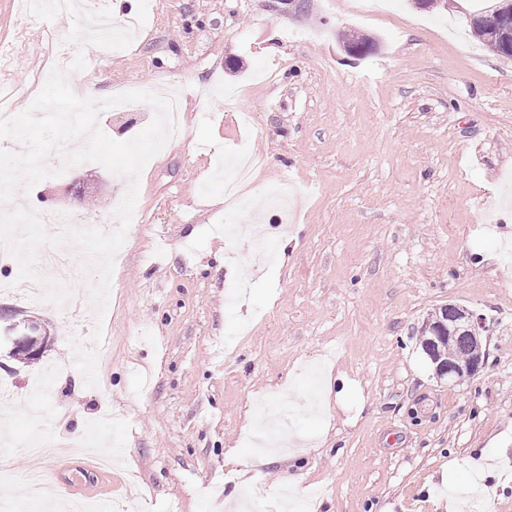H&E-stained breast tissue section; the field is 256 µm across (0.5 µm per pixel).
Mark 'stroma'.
<instances>
[{
    "mask_svg": "<svg viewBox=\"0 0 512 512\" xmlns=\"http://www.w3.org/2000/svg\"><path fill=\"white\" fill-rule=\"evenodd\" d=\"M21 0H0L12 69L46 81L51 37L67 18L17 37ZM148 35L94 61L103 96L176 84L188 137L153 157L111 278L104 316L90 304L0 297L46 327L39 360L0 341V417L10 418L9 512H28L22 474L51 476L59 456L15 455L34 436L107 435L116 460L93 501L121 512H218L238 494L261 512L288 468L305 473L300 512H512V60L473 33L494 0H104ZM378 47L356 58L347 34ZM275 52H265L266 42ZM152 108L103 111L125 141ZM248 145L263 161L249 206L224 208L214 159ZM298 186L289 224L270 196ZM128 181L84 163L22 193L24 207L70 213L76 227L110 214ZM292 235L258 266L257 237ZM456 303L483 320L486 366L437 379L423 324ZM109 354L99 387L73 368L70 339L96 324ZM238 463H227L228 454ZM219 495H212L213 486Z\"/></svg>",
    "mask_w": 512,
    "mask_h": 512,
    "instance_id": "35a3bbf8",
    "label": "stroma"
}]
</instances>
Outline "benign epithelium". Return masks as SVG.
<instances>
[{"mask_svg":"<svg viewBox=\"0 0 512 512\" xmlns=\"http://www.w3.org/2000/svg\"><path fill=\"white\" fill-rule=\"evenodd\" d=\"M472 25L482 36L491 37L512 47V0H497L493 12L472 19ZM439 323L448 331V343L463 347L464 352L455 359L448 358L446 363L438 361L432 352H427L436 376L456 383L478 374L486 364V352L483 350L480 334L481 319L466 308L450 304ZM10 341L15 346H26L31 353L39 355L46 344V333L39 327H32L13 332Z\"/></svg>","mask_w":512,"mask_h":512,"instance_id":"obj_1","label":"benign epithelium"}]
</instances>
